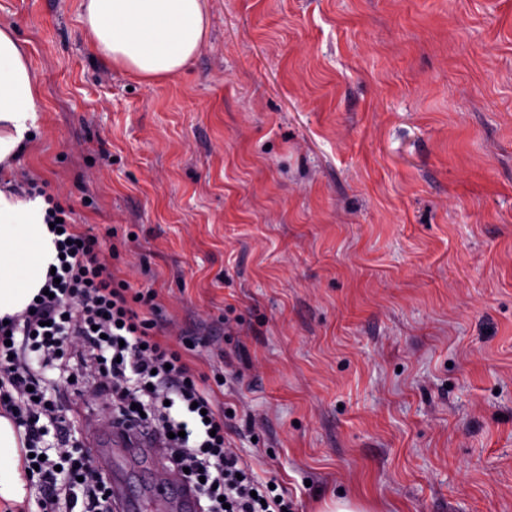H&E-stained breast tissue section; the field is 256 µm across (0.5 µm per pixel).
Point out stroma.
<instances>
[{"label":"stroma","instance_id":"stroma-1","mask_svg":"<svg viewBox=\"0 0 512 512\" xmlns=\"http://www.w3.org/2000/svg\"><path fill=\"white\" fill-rule=\"evenodd\" d=\"M82 0H0L35 76L18 176L215 337L229 439L294 512H512V0H207L177 76Z\"/></svg>","mask_w":512,"mask_h":512}]
</instances>
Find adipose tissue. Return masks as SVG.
Wrapping results in <instances>:
<instances>
[{
    "label": "adipose tissue",
    "mask_w": 512,
    "mask_h": 512,
    "mask_svg": "<svg viewBox=\"0 0 512 512\" xmlns=\"http://www.w3.org/2000/svg\"><path fill=\"white\" fill-rule=\"evenodd\" d=\"M82 23L94 50L147 81L181 73L208 34L206 0H83ZM36 82L12 29L0 27V172L32 138ZM43 198L0 191V318L24 311L57 262ZM24 431L0 413V504L24 505Z\"/></svg>",
    "instance_id": "1"
}]
</instances>
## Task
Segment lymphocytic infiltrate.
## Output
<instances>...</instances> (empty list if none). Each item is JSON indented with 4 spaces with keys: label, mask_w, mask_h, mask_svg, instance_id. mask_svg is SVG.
I'll use <instances>...</instances> for the list:
<instances>
[{
    "label": "lymphocytic infiltrate",
    "mask_w": 512,
    "mask_h": 512,
    "mask_svg": "<svg viewBox=\"0 0 512 512\" xmlns=\"http://www.w3.org/2000/svg\"><path fill=\"white\" fill-rule=\"evenodd\" d=\"M65 216L50 202L46 220L61 224L54 243L62 258L46 293L0 323V410L24 430V467L38 475L36 512H112L108 477L79 452L73 422L45 397L52 369L69 373L84 396L109 401L118 424L149 429L170 473L196 487L200 512L291 507L232 448V413L186 359L199 346L193 332L170 343L157 292L116 278L114 248Z\"/></svg>",
    "instance_id": "1"
}]
</instances>
